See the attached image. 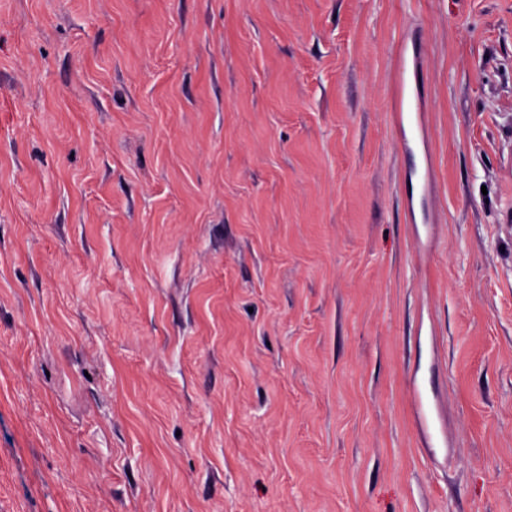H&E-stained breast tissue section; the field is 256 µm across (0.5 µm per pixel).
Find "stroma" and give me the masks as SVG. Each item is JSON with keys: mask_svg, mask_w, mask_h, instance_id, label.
Listing matches in <instances>:
<instances>
[{"mask_svg": "<svg viewBox=\"0 0 512 512\" xmlns=\"http://www.w3.org/2000/svg\"><path fill=\"white\" fill-rule=\"evenodd\" d=\"M509 213L512 0H0V512H512ZM402 53V61L398 71L400 95L402 97L403 91H406V112H416L417 120L415 122L413 116L409 115L407 124L404 126L402 124V112H398L400 130L399 146L403 152H414L418 150L419 147V133L422 132L425 137L421 117L427 101L418 80V68L421 67L418 58L413 52L412 61H409L408 65H406L404 59L405 50H402Z\"/></svg>", "mask_w": 512, "mask_h": 512, "instance_id": "obj_1", "label": "stroma"}]
</instances>
